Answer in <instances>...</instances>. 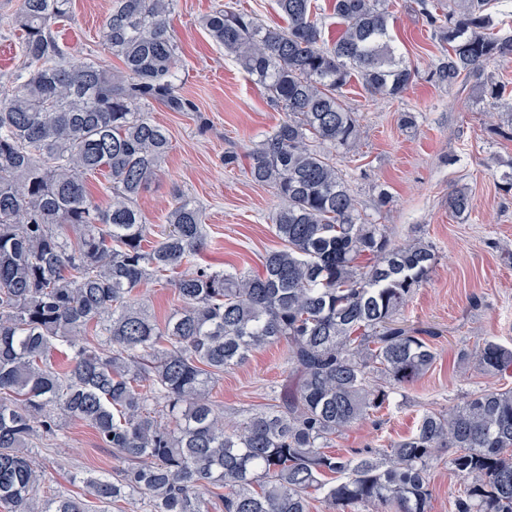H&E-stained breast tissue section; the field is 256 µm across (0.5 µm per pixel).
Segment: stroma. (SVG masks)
I'll list each match as a JSON object with an SVG mask.
<instances>
[{
	"mask_svg": "<svg viewBox=\"0 0 512 512\" xmlns=\"http://www.w3.org/2000/svg\"><path fill=\"white\" fill-rule=\"evenodd\" d=\"M19 3L0 0V96L10 91L9 77L21 57L12 28ZM220 3L252 11L268 25L280 20L275 0H178L170 19L179 46L177 83L195 108L173 112L149 106L151 118L167 129L171 148L136 207L147 223L161 225L175 198L195 199L206 216L204 262L255 274L279 246L271 217L281 200L271 187L253 182L247 163L230 169L223 158L228 152L247 155L283 114L232 55L210 40L202 20ZM457 3L390 0L396 50L415 66L416 78L396 99L371 96L358 81L348 93L363 134L358 154L338 155L337 165L360 210L384 225L395 243L422 236L433 244L437 263L431 279L399 320L429 337L438 356L428 373L392 394L387 409L337 438L336 449L344 454L380 449L409 435L425 410L446 409L474 392L512 387V371H484L475 358L487 338L512 346V191L501 187L512 162V141L498 134L475 79L447 87L433 75L441 45L425 14ZM111 7L112 0H73L70 17L55 25L72 62L103 57ZM405 112L415 113L416 131L401 128ZM458 187L473 197L464 220L448 209V195ZM383 189L390 201L381 207L377 196ZM135 296L161 323L180 306L166 279L145 283ZM283 352V346L272 345L225 371L212 399L226 419L268 403L288 376ZM59 423L57 437L40 440V460L54 489L78 495L87 475L111 474L112 451L99 445L85 422L63 417Z\"/></svg>",
	"mask_w": 512,
	"mask_h": 512,
	"instance_id": "1",
	"label": "stroma"
}]
</instances>
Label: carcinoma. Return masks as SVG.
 <instances>
[{"mask_svg":"<svg viewBox=\"0 0 512 512\" xmlns=\"http://www.w3.org/2000/svg\"><path fill=\"white\" fill-rule=\"evenodd\" d=\"M176 0H112L104 31L112 68L73 66L52 25L71 0H21L22 67L0 98V512H108L138 494L149 512H430V474L463 480L455 512H512V387L470 394L424 412L415 431L379 450L333 451L344 430L383 409L434 365L431 342L397 315L433 273L429 242L397 244L366 221L336 156L358 150L360 125L345 101L353 79L397 98L415 78L388 32L386 0H332L342 25L327 42L316 0H275L286 25L226 6L206 16L209 38L271 95L284 119L249 152L254 182L276 191L281 247L257 274L196 266L204 212L179 197L154 234L136 208L170 149L146 106L184 112ZM429 15L444 54L441 84L456 85L504 59L492 0ZM495 104L506 87L479 82ZM108 173L104 208L89 178ZM458 217L464 188L448 196ZM179 266L181 308L159 324L133 298ZM65 345L60 363L55 343ZM285 347L288 384L228 425L211 385L255 351ZM481 367H512V348L485 340ZM61 415L91 426L118 461L84 478L80 497H44L35 441L57 436ZM98 504V510L92 504Z\"/></svg>","mask_w":512,"mask_h":512,"instance_id":"carcinoma-1","label":"carcinoma"}]
</instances>
